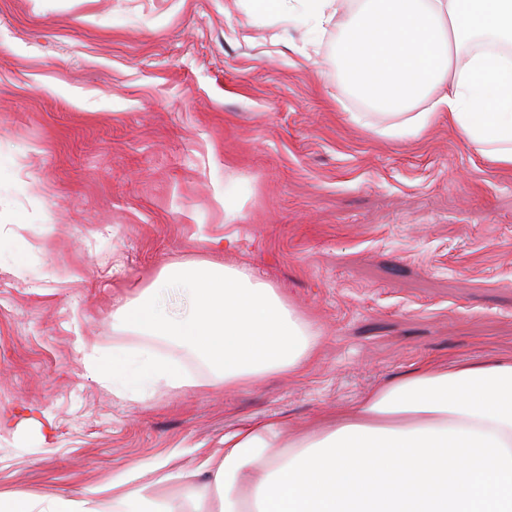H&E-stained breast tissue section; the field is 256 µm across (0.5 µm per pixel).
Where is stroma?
Instances as JSON below:
<instances>
[{"mask_svg": "<svg viewBox=\"0 0 512 512\" xmlns=\"http://www.w3.org/2000/svg\"><path fill=\"white\" fill-rule=\"evenodd\" d=\"M336 36L244 0H0V493L93 495L195 465L242 419L294 432L425 359L512 355V169L447 124L345 123ZM240 206L224 217V190ZM284 288L324 343L300 379L118 397L86 353L142 344L112 311L173 262Z\"/></svg>", "mask_w": 512, "mask_h": 512, "instance_id": "35a3bbf8", "label": "stroma"}]
</instances>
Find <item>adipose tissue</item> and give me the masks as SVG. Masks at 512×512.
<instances>
[{"label": "adipose tissue", "mask_w": 512, "mask_h": 512, "mask_svg": "<svg viewBox=\"0 0 512 512\" xmlns=\"http://www.w3.org/2000/svg\"><path fill=\"white\" fill-rule=\"evenodd\" d=\"M247 2L317 39L335 29L341 90L369 105L344 121L401 142L444 115L474 153L512 168V0ZM112 323L159 343L90 358L121 397L192 385L177 351L228 388L301 378L324 340L282 289L206 260L163 267ZM287 428L245 422L194 467L130 474L108 501L0 493V512H512L510 357L422 362L288 441Z\"/></svg>", "instance_id": "obj_1"}]
</instances>
